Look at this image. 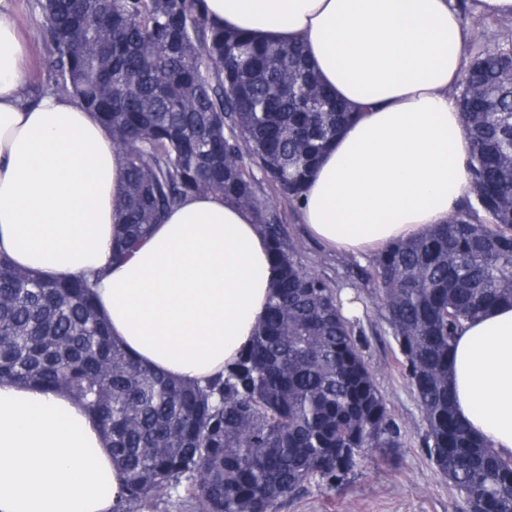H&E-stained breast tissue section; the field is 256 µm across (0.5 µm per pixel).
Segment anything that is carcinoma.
<instances>
[{"mask_svg": "<svg viewBox=\"0 0 512 512\" xmlns=\"http://www.w3.org/2000/svg\"><path fill=\"white\" fill-rule=\"evenodd\" d=\"M36 7L55 74L48 90L92 112L124 157L114 259L186 198L213 193L253 214L277 278L251 342L201 384L133 359L98 312L96 280L48 281L0 255V380L64 393L98 422L119 474L114 512H135L161 489L178 492L181 512H275L312 483L347 486L368 448L391 456L401 430L336 289L306 267L264 195L270 185L296 207L354 118L303 46L219 26L204 0ZM460 87L472 198L448 223L377 253L364 274L458 512H512V457L457 420L448 384L462 323L512 304V46L475 52Z\"/></svg>", "mask_w": 512, "mask_h": 512, "instance_id": "1", "label": "carcinoma"}]
</instances>
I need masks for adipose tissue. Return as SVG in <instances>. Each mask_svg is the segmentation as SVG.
Returning a JSON list of instances; mask_svg holds the SVG:
<instances>
[{
	"instance_id": "1",
	"label": "adipose tissue",
	"mask_w": 512,
	"mask_h": 512,
	"mask_svg": "<svg viewBox=\"0 0 512 512\" xmlns=\"http://www.w3.org/2000/svg\"><path fill=\"white\" fill-rule=\"evenodd\" d=\"M217 24L302 43L357 116L297 203L326 249L360 255L425 235L464 203L468 141L452 94L470 39L456 0H205ZM0 0V253L47 280L101 273L97 304L139 362L181 380L221 371L263 319L277 271L253 216L194 195L113 265L122 160L70 98L27 102L26 47ZM458 420L512 456V305L458 330ZM119 479L99 428L64 396L0 382V512H114Z\"/></svg>"
}]
</instances>
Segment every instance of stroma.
<instances>
[{
  "label": "stroma",
  "mask_w": 512,
  "mask_h": 512,
  "mask_svg": "<svg viewBox=\"0 0 512 512\" xmlns=\"http://www.w3.org/2000/svg\"><path fill=\"white\" fill-rule=\"evenodd\" d=\"M34 4L35 0H15V19L28 46L26 65L36 85L47 83L50 72L42 18ZM465 25L482 50L512 43L511 19L489 18L470 8ZM280 210L289 236L301 246L307 267L335 284L337 290H351L361 303L363 315L355 321V330L365 363L401 429L402 446L390 460L366 455L355 479L343 491L313 484L293 501L279 505L277 512H452L456 494L420 443L425 425L409 381L401 373V354L382 317L378 291L357 274L358 267L368 266V257L346 265L342 256L325 253L307 235L296 210L285 204Z\"/></svg>",
  "instance_id": "obj_1"
}]
</instances>
